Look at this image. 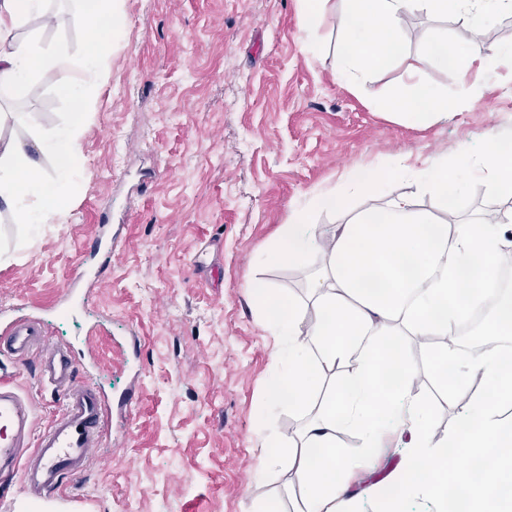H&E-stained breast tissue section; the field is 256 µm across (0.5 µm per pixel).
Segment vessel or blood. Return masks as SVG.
Instances as JSON below:
<instances>
[{"instance_id":"vessel-or-blood-1","label":"vessel or blood","mask_w":512,"mask_h":512,"mask_svg":"<svg viewBox=\"0 0 512 512\" xmlns=\"http://www.w3.org/2000/svg\"><path fill=\"white\" fill-rule=\"evenodd\" d=\"M38 358L37 381L61 393L63 404L51 425L33 435L30 402L0 378V479L18 481L25 495L44 504L84 512L86 502L63 493L66 478L84 473L92 453L112 429L110 397L78 380L79 359L68 345L53 341L34 314L0 317V359L22 365Z\"/></svg>"}]
</instances>
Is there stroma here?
Instances as JSON below:
<instances>
[{"label":"stroma","instance_id":"35a3bbf8","mask_svg":"<svg viewBox=\"0 0 512 512\" xmlns=\"http://www.w3.org/2000/svg\"><path fill=\"white\" fill-rule=\"evenodd\" d=\"M50 2L49 18L30 16L13 37L81 54L89 35L74 0ZM347 11L346 0H330L310 31L298 0H123L124 35L109 51L105 81L86 93L84 165L61 180L67 215L20 224L0 213V308L40 313L74 352L93 341L96 384L112 397V437L78 486L91 512H254L266 501L303 512L300 476L284 463L267 467L258 450L267 434L294 437L307 421L266 398L273 338L253 286L306 297L302 271L264 260L269 244L316 190L365 166L400 162L410 173L353 196L359 209L413 191L412 170L435 154L456 156L490 133L512 141L505 67L482 74L481 96L447 121L407 125L384 112L387 99L408 93L411 70L418 86L462 96L467 80L423 58L421 43L466 46L465 20L405 17L401 54L342 86L334 72ZM60 79H32L0 103V136L29 140L33 124L17 115L20 105L41 128L67 127ZM461 211L503 219L512 200L472 178ZM105 225L119 249L97 282L79 283V297L63 305ZM442 345L428 337L409 347L438 439L469 396L435 387L429 353ZM35 375L34 365L20 366L11 381L30 398L39 434L62 398L40 390ZM336 443L361 460L349 496L374 512L365 490L395 469L400 449L363 452L346 431Z\"/></svg>","mask_w":512,"mask_h":512}]
</instances>
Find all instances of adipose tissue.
Wrapping results in <instances>:
<instances>
[{
	"label": "adipose tissue",
	"instance_id": "1",
	"mask_svg": "<svg viewBox=\"0 0 512 512\" xmlns=\"http://www.w3.org/2000/svg\"><path fill=\"white\" fill-rule=\"evenodd\" d=\"M45 4L0 0V98L17 94L33 75L77 69L81 84L62 82L57 92L79 105L84 100L79 86L104 78L105 54L123 33L122 0H76L84 26L96 33L83 57L61 46L38 51L26 39L2 40V33L29 16L44 14ZM415 12L461 16L468 23L467 47L445 39L422 42V55L437 67L462 72L512 67V49L493 47L490 40L491 20L512 14V0H348L337 78L351 83L396 59L399 24ZM463 105L425 89L391 98L385 109L398 122L426 125L447 120ZM83 117L79 109L72 113L65 136L39 129L28 142L0 137V206L15 212L20 223L44 224L66 214L68 199L39 157L52 154L64 174L79 170L84 160L77 130ZM463 172L477 173L492 194L511 199L512 141L490 135L480 150L465 146L454 160H432L419 170L414 193L379 206L357 211L350 202L351 194H370L382 181L377 168L321 188L314 205L341 215L340 224L324 233L307 209H298L266 252L267 261L307 274L304 302L256 290L277 341L274 360L282 367L269 398L314 411L298 437L269 435L261 443L268 465L286 457L302 476L305 512H337L344 500L353 464L337 449L340 430L358 434L367 448L380 447L393 433L407 436L403 466L393 476L399 484L394 512H404L406 501L424 490L442 504L466 491L469 512H512V445L503 441L506 422L500 416L503 402L512 398V357H502L495 347L512 327V294L504 293L497 274L504 247L512 245V224L478 215L448 219V194L461 192L457 178ZM422 196L433 200V208L419 204ZM27 198L32 206L20 208ZM316 256L321 264L315 269ZM486 297L497 304L484 325L481 351L463 356L443 347L433 375L443 388L467 387L474 376L482 386L461 405L447 437L433 441L431 404L414 387L415 365L405 341L449 335ZM337 368L342 381L318 398L322 375ZM432 457L448 471L449 482L428 484L426 463Z\"/></svg>",
	"mask_w": 512,
	"mask_h": 512
}]
</instances>
